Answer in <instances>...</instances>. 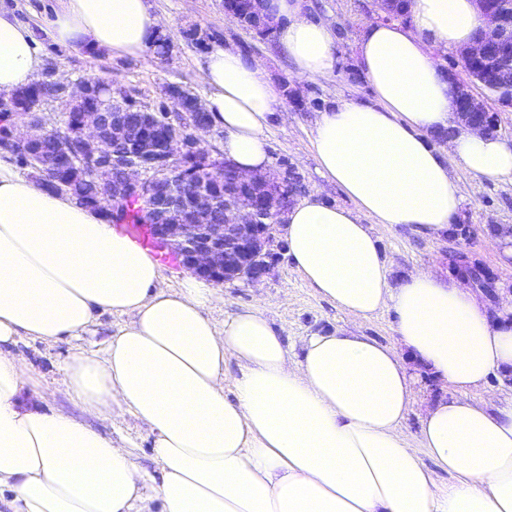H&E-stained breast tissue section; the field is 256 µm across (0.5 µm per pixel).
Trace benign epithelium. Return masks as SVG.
Wrapping results in <instances>:
<instances>
[{
    "label": "benign epithelium",
    "instance_id": "obj_1",
    "mask_svg": "<svg viewBox=\"0 0 512 512\" xmlns=\"http://www.w3.org/2000/svg\"><path fill=\"white\" fill-rule=\"evenodd\" d=\"M406 0H385L381 6L384 18L405 21ZM483 19L480 37L472 46L459 51L462 67L471 82L454 83V105L458 123L487 134L497 132L494 115L484 101L475 96L471 83L485 87L497 85L499 70L512 65V36L503 33L512 0H474ZM50 77L67 106L75 111L74 131L61 137L51 153L41 149L51 126L39 112H13L6 132L0 133V150L25 164H32L35 179L44 181L47 174L61 168L97 176L113 166V146L127 148V155L136 158L119 177L102 183L100 198L118 204L136 196L150 207L148 229L152 241L177 255L180 264L193 274L216 284L242 281L247 284L270 274L282 249L277 239L278 227L290 207L288 174L254 175L235 173L224 188V197L242 198L234 204L224 203V222L211 224L208 218L214 197L199 190L183 204L173 200V189L183 177L185 155L198 149L200 139L196 112H179L182 97L178 92L167 94L164 112L157 113L174 132L163 141H156L154 126L148 122L129 125L114 120L89 104L90 85L79 78L63 82L50 69ZM177 223H167L169 216ZM462 273L478 282L491 298H496L494 278L483 267L463 262Z\"/></svg>",
    "mask_w": 512,
    "mask_h": 512
}]
</instances>
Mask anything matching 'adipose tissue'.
I'll list each match as a JSON object with an SVG mask.
<instances>
[{"mask_svg":"<svg viewBox=\"0 0 512 512\" xmlns=\"http://www.w3.org/2000/svg\"><path fill=\"white\" fill-rule=\"evenodd\" d=\"M265 2L295 77L330 74L331 26L309 19L305 0ZM408 12L407 27L363 24L359 62L372 99L315 122L317 167L353 209L312 196L292 206L283 228L296 271L319 296L357 320L395 313L392 344L335 332L305 338L294 353L257 305L216 325L207 312L218 289L194 277L158 289L161 268L148 251L0 158L7 512H512V398L490 407L470 398L512 370V320L465 281L426 270L393 280L373 230L448 233L462 202L449 164L512 177V141L457 128L454 86L429 53L471 42L481 24L473 0H409ZM167 25L149 0H60L37 27L0 6V94L31 84L42 40L139 56ZM199 80L225 159L247 175L265 172L281 100L261 64L215 48ZM444 131L442 152L427 136ZM101 311L126 323L103 353L67 357L63 383L80 415L24 405L39 380L13 352L19 338L78 339ZM413 364L450 391L409 437L401 426L416 396ZM125 413L151 428L156 474L89 423Z\"/></svg>","mask_w":512,"mask_h":512,"instance_id":"ef3b65f1","label":"adipose tissue"}]
</instances>
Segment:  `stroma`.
Returning a JSON list of instances; mask_svg holds the SVG:
<instances>
[{
  "label": "stroma",
  "mask_w": 512,
  "mask_h": 512,
  "mask_svg": "<svg viewBox=\"0 0 512 512\" xmlns=\"http://www.w3.org/2000/svg\"><path fill=\"white\" fill-rule=\"evenodd\" d=\"M152 4L169 20L165 31L170 39L168 55L159 57L150 51L138 57L97 55L46 43L41 47L45 65L55 67L70 80H111L114 87L132 90L137 100L154 107L163 100L167 85L200 90L198 69L206 48L184 36L185 31L196 27L209 34L210 47L232 49L246 58L262 61L274 86L293 83L291 64L274 40L261 39L238 24L225 23L224 0H152ZM307 11L311 19L332 24L337 34V64L329 75L293 84L295 97L284 99L269 126V153L273 161L284 159L292 164L308 192L320 193L327 201L348 208L352 205L350 198L317 170L312 133L320 109L371 94L359 66L356 43L363 21L376 17L375 4L374 0H308ZM315 101L320 104L316 110L311 107ZM449 171L461 188L462 202L448 236H420L402 225L376 226L380 247L392 264V278L397 281L421 269L457 278L452 254L460 251L494 273L496 298L492 308H511L512 259L503 258L498 239L504 234L512 236V180L474 175L454 164ZM220 291L224 300L210 310L211 318L220 322L240 307L260 303L274 329L294 350L300 348L305 336L314 333L360 332L385 344L396 338L393 312L386 310L367 320H352L308 288L284 252L262 282L226 284ZM123 323V317L107 312L99 316L90 334L75 343L21 338L14 352L26 360L41 382L39 388L25 393L26 402L47 410L78 412V405L63 385L64 361L75 346L103 351ZM413 374L419 398L402 425L403 433L409 436L418 434L427 405L447 393L446 384L431 373L417 368ZM93 425L113 440L132 446L140 469L154 470L153 437L146 424L126 414L97 419Z\"/></svg>",
  "instance_id": "stroma-1"
}]
</instances>
